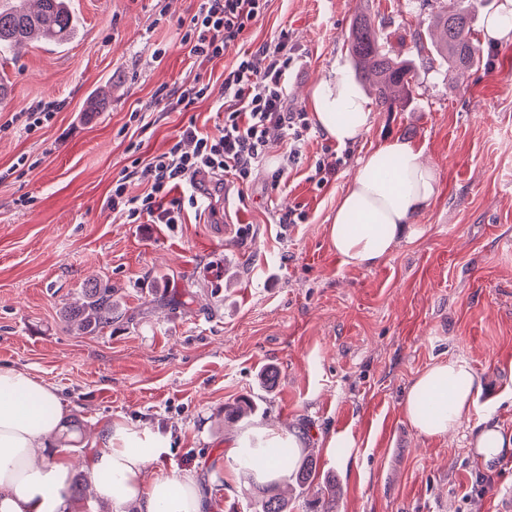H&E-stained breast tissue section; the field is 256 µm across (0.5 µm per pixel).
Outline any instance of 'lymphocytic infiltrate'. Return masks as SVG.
Instances as JSON below:
<instances>
[{"label":"lymphocytic infiltrate","mask_w":512,"mask_h":512,"mask_svg":"<svg viewBox=\"0 0 512 512\" xmlns=\"http://www.w3.org/2000/svg\"><path fill=\"white\" fill-rule=\"evenodd\" d=\"M267 2L199 0L181 42L198 64L235 53L234 64L224 71V121L214 135L186 126L179 133V143L135 168L133 176L146 186L143 194L129 195L127 177L113 181L107 202L123 223H181L183 202L171 192L203 172H220L239 186L248 185L265 158L273 132L286 131L290 144L282 164L270 174L272 183H280L297 163L310 122L306 112L288 109V76L294 61L288 34L280 32L273 44L254 50L239 46Z\"/></svg>","instance_id":"f902f5d3"}]
</instances>
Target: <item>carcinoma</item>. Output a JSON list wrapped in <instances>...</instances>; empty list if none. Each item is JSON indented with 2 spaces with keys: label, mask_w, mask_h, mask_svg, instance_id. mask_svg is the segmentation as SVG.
<instances>
[{
  "label": "carcinoma",
  "mask_w": 512,
  "mask_h": 512,
  "mask_svg": "<svg viewBox=\"0 0 512 512\" xmlns=\"http://www.w3.org/2000/svg\"><path fill=\"white\" fill-rule=\"evenodd\" d=\"M475 14L469 0H451L448 8L434 18L433 27L437 35L432 44L436 54L451 68L470 70L483 63L475 43ZM75 27L76 18L70 0H37L34 10L0 8V54L28 42L64 45L72 37ZM349 49L358 75L374 78L376 101L380 106L390 109L412 93L413 64L386 49L375 21L364 12L359 13L351 25ZM81 296L82 302L63 310V319L84 333L112 327L116 312L112 287L91 279L83 284ZM252 411L254 406L248 399L224 407V414L233 421ZM315 471L314 457H305L293 473L296 485L301 489L310 485ZM259 493L262 494V512H288V502L275 492L274 485L259 488Z\"/></svg>",
  "instance_id": "obj_1"
}]
</instances>
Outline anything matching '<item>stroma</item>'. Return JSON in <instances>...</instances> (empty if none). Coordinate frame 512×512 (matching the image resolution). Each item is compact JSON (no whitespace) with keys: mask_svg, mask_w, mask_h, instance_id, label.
<instances>
[{"mask_svg":"<svg viewBox=\"0 0 512 512\" xmlns=\"http://www.w3.org/2000/svg\"><path fill=\"white\" fill-rule=\"evenodd\" d=\"M73 3L77 35L7 61L0 104V367L56 388L65 413L53 448L81 459L112 422L147 428L164 442L147 476L193 471L206 512H259L252 481L229 479L224 442L262 423L297 430L316 460L314 486L283 475L288 512H313L328 478L336 512H493V493L512 489V455L485 473L470 425L425 438L400 400L434 362L461 358L484 377L476 418L512 430V43L482 47V66L460 77L431 47L432 17L448 0H269L243 44L287 30L290 111L307 108L304 91L330 72L354 80L348 35L361 12L393 55L414 61L412 95L374 106L351 145L312 126L279 186L268 175L284 140L249 187L220 185L210 203L185 205L182 223L124 224L107 206L113 181L187 125L216 133L235 56L202 67L188 57L182 23L197 0ZM198 75L207 100L156 105ZM41 101L54 117L27 130ZM396 137L422 149L440 193L384 261L346 265L328 218L362 157ZM328 152L345 163L319 186L310 176ZM291 210L304 223H282ZM91 277L111 285L119 318L83 334L62 312ZM243 398L257 414L225 422V405ZM331 435L337 448L325 446Z\"/></svg>","mask_w":512,"mask_h":512,"instance_id":"1","label":"stroma"}]
</instances>
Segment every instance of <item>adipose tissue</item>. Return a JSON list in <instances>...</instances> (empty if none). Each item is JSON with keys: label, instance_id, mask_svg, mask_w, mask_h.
<instances>
[{"label": "adipose tissue", "instance_id": "obj_1", "mask_svg": "<svg viewBox=\"0 0 512 512\" xmlns=\"http://www.w3.org/2000/svg\"><path fill=\"white\" fill-rule=\"evenodd\" d=\"M317 125L337 144L358 141L374 120L361 89L328 77L307 93ZM439 194L436 169L421 149L395 138L368 151L336 203L328 226L333 251L350 266H374L394 249L398 236ZM484 379L461 359L439 361L425 369L402 398L405 419L424 437L444 439L467 422L476 408ZM63 403L47 382L13 368L0 367V512H70L67 479L74 465L64 455L43 463ZM260 447L246 437L226 439L225 456L248 459L256 482L278 481L283 462L275 448H296L292 433L263 426ZM482 466L512 451V431L484 422L472 432ZM161 448L155 435L122 422L109 425L96 448L81 462L113 512H204L205 498L191 474L157 473L145 480L146 467Z\"/></svg>", "mask_w": 512, "mask_h": 512}]
</instances>
